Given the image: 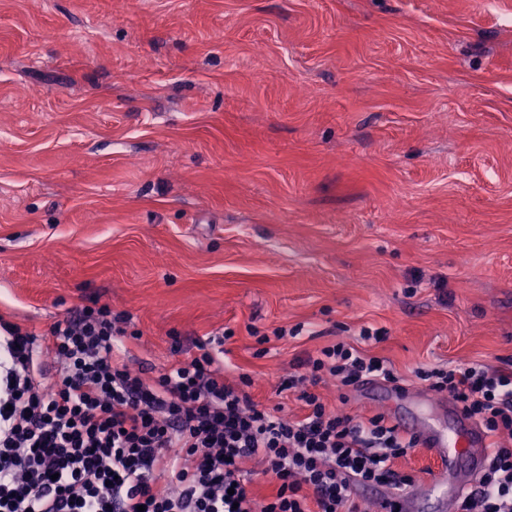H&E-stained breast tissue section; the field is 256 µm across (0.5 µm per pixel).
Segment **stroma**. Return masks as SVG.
<instances>
[{"mask_svg":"<svg viewBox=\"0 0 512 512\" xmlns=\"http://www.w3.org/2000/svg\"><path fill=\"white\" fill-rule=\"evenodd\" d=\"M92 299L292 415L363 326L512 360V0H0V318Z\"/></svg>","mask_w":512,"mask_h":512,"instance_id":"35a3bbf8","label":"stroma"}]
</instances>
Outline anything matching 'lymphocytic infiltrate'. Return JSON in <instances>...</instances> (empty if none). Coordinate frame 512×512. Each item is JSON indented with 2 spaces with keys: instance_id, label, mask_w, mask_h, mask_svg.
<instances>
[{
  "instance_id": "lymphocytic-infiltrate-1",
  "label": "lymphocytic infiltrate",
  "mask_w": 512,
  "mask_h": 512,
  "mask_svg": "<svg viewBox=\"0 0 512 512\" xmlns=\"http://www.w3.org/2000/svg\"><path fill=\"white\" fill-rule=\"evenodd\" d=\"M123 320L96 302L42 335L0 319V512H364L360 488L398 497L412 486L393 464L414 438L382 413L331 411L314 391L327 377L344 392L398 383L363 348L386 330L361 328L301 360L288 386L305 412L288 417L250 398V378L228 381L223 356L208 351L145 379L126 358ZM416 376L493 439L455 512H512V364ZM257 472L276 485L262 500Z\"/></svg>"
}]
</instances>
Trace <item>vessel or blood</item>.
<instances>
[{
	"instance_id": "obj_1",
	"label": "vessel or blood",
	"mask_w": 512,
	"mask_h": 512,
	"mask_svg": "<svg viewBox=\"0 0 512 512\" xmlns=\"http://www.w3.org/2000/svg\"><path fill=\"white\" fill-rule=\"evenodd\" d=\"M361 390L368 399L392 405L404 399L427 405L440 401L432 393L381 381L365 382ZM394 421L402 432L416 436L422 447L430 449L437 463L424 494L410 492L401 499L403 512H416L424 497L434 499L439 512H454L460 491L471 486L487 464L488 439L483 429L453 403L444 429L401 413L395 414Z\"/></svg>"
}]
</instances>
